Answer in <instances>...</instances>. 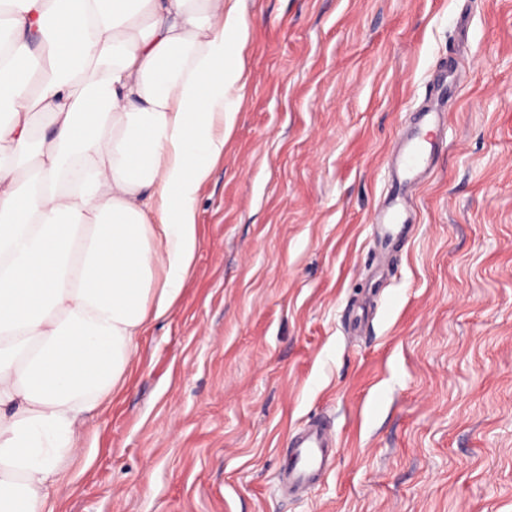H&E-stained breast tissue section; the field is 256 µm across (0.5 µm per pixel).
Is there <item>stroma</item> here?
I'll use <instances>...</instances> for the list:
<instances>
[{
    "mask_svg": "<svg viewBox=\"0 0 512 512\" xmlns=\"http://www.w3.org/2000/svg\"><path fill=\"white\" fill-rule=\"evenodd\" d=\"M246 82L200 249L55 512H512V0H242ZM446 112L400 249L372 223ZM335 460L290 498L310 419Z\"/></svg>",
    "mask_w": 512,
    "mask_h": 512,
    "instance_id": "stroma-1",
    "label": "stroma"
}]
</instances>
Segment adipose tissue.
Instances as JSON below:
<instances>
[{
    "label": "adipose tissue",
    "mask_w": 512,
    "mask_h": 512,
    "mask_svg": "<svg viewBox=\"0 0 512 512\" xmlns=\"http://www.w3.org/2000/svg\"><path fill=\"white\" fill-rule=\"evenodd\" d=\"M228 0H0V512H55L199 250L246 80Z\"/></svg>",
    "instance_id": "ef3b65f1"
}]
</instances>
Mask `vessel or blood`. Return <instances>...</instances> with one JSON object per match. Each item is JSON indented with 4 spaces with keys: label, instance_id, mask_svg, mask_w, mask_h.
<instances>
[{
    "label": "vessel or blood",
    "instance_id": "obj_1",
    "mask_svg": "<svg viewBox=\"0 0 512 512\" xmlns=\"http://www.w3.org/2000/svg\"><path fill=\"white\" fill-rule=\"evenodd\" d=\"M445 118L442 112L423 111L418 128L403 137L399 157L401 174L396 179L399 190L373 218L381 239L391 241L408 235L410 227L398 223V213L409 210L413 199L407 193L408 187L417 185L433 164L440 147L434 133L442 129ZM333 450L334 435L328 426L320 420L308 425L282 461L289 494L297 495L314 487L327 470Z\"/></svg>",
    "mask_w": 512,
    "mask_h": 512
}]
</instances>
